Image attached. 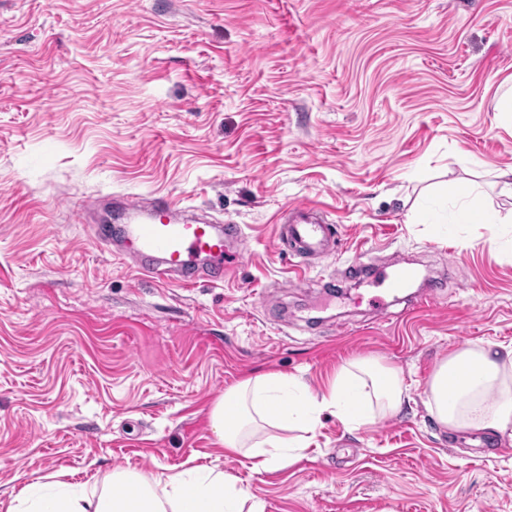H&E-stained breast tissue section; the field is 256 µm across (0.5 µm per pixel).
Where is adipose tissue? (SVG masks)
<instances>
[{
  "mask_svg": "<svg viewBox=\"0 0 512 512\" xmlns=\"http://www.w3.org/2000/svg\"><path fill=\"white\" fill-rule=\"evenodd\" d=\"M399 373L360 360L341 368L327 390L312 393L299 379L268 374L229 388L211 407L219 450L251 459L258 472L285 468L306 448L322 413L345 427L396 413L402 402ZM428 406L451 432L479 428L512 441V347L475 345L443 360L428 383ZM297 438H287V430ZM249 487L216 466L168 467L150 474L113 471L98 488L63 481L30 482L12 496L7 512H261Z\"/></svg>",
  "mask_w": 512,
  "mask_h": 512,
  "instance_id": "obj_1",
  "label": "adipose tissue"
}]
</instances>
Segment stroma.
Returning a JSON list of instances; mask_svg holds the SVG:
<instances>
[{"label": "stroma", "mask_w": 512, "mask_h": 512, "mask_svg": "<svg viewBox=\"0 0 512 512\" xmlns=\"http://www.w3.org/2000/svg\"><path fill=\"white\" fill-rule=\"evenodd\" d=\"M509 89L512 0H0V512L42 477L215 462L263 512H512V443L427 407L449 355L512 346ZM121 194L240 225L243 263L141 279L80 216ZM300 203L341 234L305 284L276 245ZM357 259L441 296L377 315L369 276L340 278ZM356 359L398 370L396 414H322L274 472L219 456L228 388L319 393Z\"/></svg>", "instance_id": "stroma-1"}]
</instances>
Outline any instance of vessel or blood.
I'll list each match as a JSON object with an SVG mask.
<instances>
[{
	"label": "vessel or blood",
	"instance_id": "1",
	"mask_svg": "<svg viewBox=\"0 0 512 512\" xmlns=\"http://www.w3.org/2000/svg\"><path fill=\"white\" fill-rule=\"evenodd\" d=\"M118 208L125 222L119 257L132 259L141 275L158 282L172 275L186 285L200 279L212 284L223 282L229 271L225 258L230 247L243 239L237 224L181 220L182 205L164 195L124 198ZM277 242L299 257L294 273L296 280L302 281L309 260L334 251L336 233L318 208L302 204L295 207L292 221L280 225ZM415 276V268L404 265L383 274L382 283L392 294L406 288Z\"/></svg>",
	"mask_w": 512,
	"mask_h": 512
}]
</instances>
